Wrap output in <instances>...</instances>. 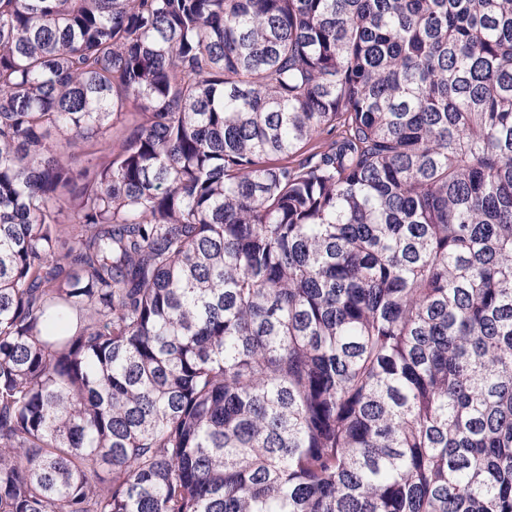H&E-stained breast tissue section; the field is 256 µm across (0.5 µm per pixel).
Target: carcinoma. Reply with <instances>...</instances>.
Here are the masks:
<instances>
[{
	"label": "carcinoma",
	"mask_w": 512,
	"mask_h": 512,
	"mask_svg": "<svg viewBox=\"0 0 512 512\" xmlns=\"http://www.w3.org/2000/svg\"><path fill=\"white\" fill-rule=\"evenodd\" d=\"M0 512H512V0H0Z\"/></svg>",
	"instance_id": "1"
}]
</instances>
